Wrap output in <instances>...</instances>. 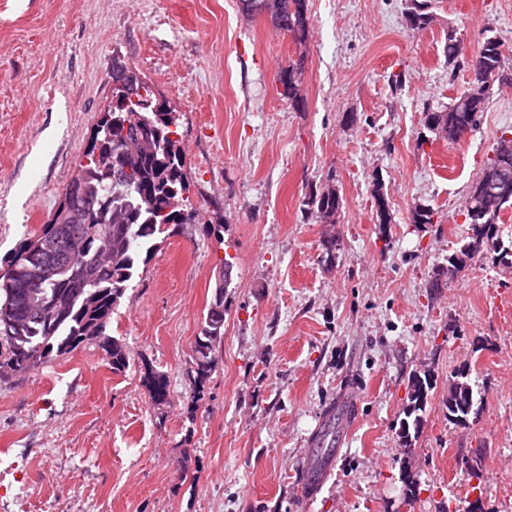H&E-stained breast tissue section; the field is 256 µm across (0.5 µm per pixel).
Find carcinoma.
Here are the masks:
<instances>
[{"instance_id": "carcinoma-1", "label": "carcinoma", "mask_w": 512, "mask_h": 512, "mask_svg": "<svg viewBox=\"0 0 512 512\" xmlns=\"http://www.w3.org/2000/svg\"><path fill=\"white\" fill-rule=\"evenodd\" d=\"M246 14L265 13L283 33L301 42L307 31V0H240ZM434 20L427 0H412L408 13L410 29L422 30ZM448 66L459 63L484 65V87L467 88L445 110L433 111L438 122L472 131L479 113L492 94L504 63L503 43L495 35L467 52L456 31L445 38ZM124 61L112 65V109L102 113L84 152L86 162L65 186L55 216L40 233L25 239L13 255L7 277L0 282V372L9 368L25 374L56 357L94 343L109 357L112 372L129 364L125 345L108 334L112 314L139 270L158 246L161 235L183 224L180 212L195 218L189 201L190 185L185 176V155L177 135V113L158 101L146 81L129 87ZM280 95L294 102L300 98L302 67L288 64L280 72ZM500 183L512 185V159L493 147V157L478 179L489 173ZM377 218L391 223L388 200L375 184ZM307 211L320 222L333 223L341 209V198L319 187L305 201ZM512 210V196L492 218L469 219L488 226L489 251L500 256L496 224L501 213ZM77 237L84 246L67 250ZM224 339V303L212 300L192 348L190 378L194 394L200 395L215 367V352ZM460 373L448 392V420L464 425L475 413L473 390ZM144 383L152 400H168L166 377L145 369ZM408 402L403 408L399 437L412 447L422 426V413L431 389L430 374H414L408 380Z\"/></svg>"}]
</instances>
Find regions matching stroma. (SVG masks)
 <instances>
[{"label":"stroma","instance_id":"stroma-1","mask_svg":"<svg viewBox=\"0 0 512 512\" xmlns=\"http://www.w3.org/2000/svg\"><path fill=\"white\" fill-rule=\"evenodd\" d=\"M308 0L305 44L275 36L239 0H0V275L41 231L133 63L179 111L194 223L151 255L112 315L129 366L82 344L0 381V512H503L512 497V268L466 247L465 203L501 132L512 84L475 129L439 138L423 111L469 86L448 68V29L471 50L504 44L512 0ZM301 64V98L279 74ZM403 74L401 87L390 77ZM332 183L334 224L305 213ZM382 187L392 221L375 219ZM425 206L433 221L415 224ZM224 339L200 399L187 372L215 287ZM166 377L155 404L145 369ZM468 372L478 415L449 422L448 384ZM433 388L411 452L399 445L409 377ZM339 447L316 497L305 463ZM418 483L406 497L403 464Z\"/></svg>","mask_w":512,"mask_h":512}]
</instances>
